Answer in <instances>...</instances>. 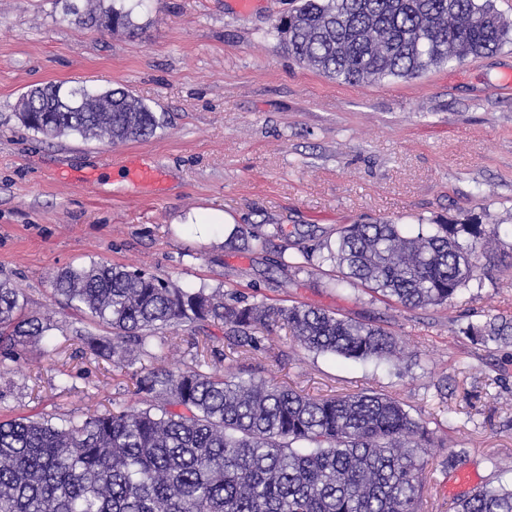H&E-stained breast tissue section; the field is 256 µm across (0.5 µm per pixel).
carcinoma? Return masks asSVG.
Instances as JSON below:
<instances>
[{
  "mask_svg": "<svg viewBox=\"0 0 512 512\" xmlns=\"http://www.w3.org/2000/svg\"><path fill=\"white\" fill-rule=\"evenodd\" d=\"M97 27L131 25L111 7ZM299 61L341 83L418 76L512 44V25L491 0H300L274 25ZM74 88L30 90L18 113L45 136L112 142L156 133L160 119L125 89L91 92L71 109ZM490 236L472 219L415 235L389 222L350 224L321 261L342 279L406 307L448 304L485 269L471 255ZM302 250L283 270L308 268ZM63 306L110 329L79 339L95 357L125 365L152 357L163 329L220 320L231 349L261 328L286 326L316 353L387 359L402 340L372 323L323 308L269 305L218 291L183 289L108 262L68 268L52 281ZM21 289L0 279V353L16 358L52 329L25 314ZM465 333L486 347L512 338V316L487 314ZM141 407L95 409L79 420L19 416L0 421V512H419L424 460L434 432L397 399L378 393L330 398L202 369H143ZM455 512H512V488L485 486Z\"/></svg>",
  "mask_w": 512,
  "mask_h": 512,
  "instance_id": "carcinoma-1",
  "label": "carcinoma"
}]
</instances>
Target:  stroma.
<instances>
[{"label":"stroma","mask_w":512,"mask_h":512,"mask_svg":"<svg viewBox=\"0 0 512 512\" xmlns=\"http://www.w3.org/2000/svg\"><path fill=\"white\" fill-rule=\"evenodd\" d=\"M297 0H0V278L53 328L26 356L0 357V419L84 417L138 407L141 368L185 369L207 344L210 369L314 397L376 392L434 429L421 512H454L472 486L512 487V343L482 347L468 323L512 316V45L410 79L345 84L289 57L272 32ZM123 8L132 28L101 31L87 12ZM50 83L128 90L163 125L123 143L45 138L17 118L32 88ZM153 171L148 182L128 165ZM219 210L268 240L266 250L192 216ZM471 217L494 227L478 263L482 284L451 303L410 309L343 282L331 263L293 274L280 256L332 244L345 224L389 221L412 230ZM107 261L183 288L308 304L400 336L391 360L315 353L275 326L257 348L230 352L224 325L182 327L175 346L118 368L86 354L106 327L63 308L52 275ZM461 462L446 467L448 454Z\"/></svg>","instance_id":"35a3bbf8"}]
</instances>
